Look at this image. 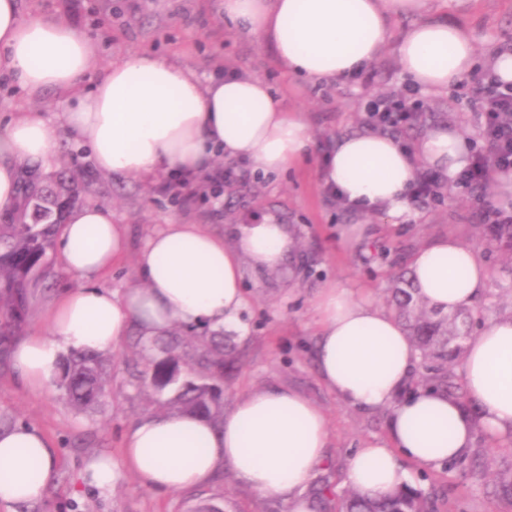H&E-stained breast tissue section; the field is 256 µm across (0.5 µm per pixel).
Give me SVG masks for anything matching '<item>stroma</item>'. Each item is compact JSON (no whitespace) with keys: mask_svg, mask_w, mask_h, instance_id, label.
<instances>
[{"mask_svg":"<svg viewBox=\"0 0 512 512\" xmlns=\"http://www.w3.org/2000/svg\"><path fill=\"white\" fill-rule=\"evenodd\" d=\"M215 0H20L23 17L43 14L70 22L90 37L100 66L148 51L193 69L201 80L228 71L259 76L280 95L288 111L305 119L310 147L305 156L279 173L258 176L246 163L233 161L238 177L230 185L197 197H176L163 190L170 177L149 180L98 171L73 145L61 123L69 102L51 91L29 96L10 76L0 74V115L26 110L43 119L56 136V163L74 170L88 185L87 201L107 207L112 220L126 229L128 249L112 270L92 277V285L123 292L135 281V260L149 238L178 220L200 224L219 235L250 217L274 216L286 224L295 249L280 269L244 270L246 307L238 330L244 347L237 378L224 391L225 407L247 392L284 385L319 405L329 430L328 460L323 471L337 495L347 487L343 470L351 455L372 438L384 437L386 411H365L343 404L321 380L315 363L317 327L312 308L322 288L338 285L369 292L375 307L386 308L390 263L411 258L420 247L451 235L479 248L492 271L479 303L483 317L512 313V257L484 244L483 198L443 179L437 200L413 205L410 217L393 223L385 213L361 215L331 202L320 176L324 154L344 135L367 131L363 112L369 97L400 93L407 79L395 51L394 37L411 23L395 19L391 34L370 68L372 84L346 79L312 85L285 74L270 46L225 22ZM448 19L468 28L478 54L488 44L512 48V0H432ZM470 81L444 94L422 92L426 121L405 128L399 143L414 146L429 123L457 126L469 140L479 137L480 119L468 102ZM358 224L372 228L370 239L344 247L340 232ZM49 259L54 278L30 290L26 333L45 331L47 314L65 288L79 284L61 266L57 250ZM105 395L100 405L74 408L66 399L61 377L48 391H29L15 367L0 368V422L26 424L41 431L56 454V472L45 499L28 512H194L200 499H214L224 512H288L274 497L260 498L243 488L231 471L210 484L176 493L144 489L136 477L120 470L111 494H101L81 478L90 458H122L127 427L145 415L159 414L149 389L131 383L130 367L139 357L130 340L104 352ZM512 472V443L476 431L469 456L443 469L410 470V486L436 491L437 512H512V499L494 493V482Z\"/></svg>","mask_w":512,"mask_h":512,"instance_id":"obj_1","label":"stroma"}]
</instances>
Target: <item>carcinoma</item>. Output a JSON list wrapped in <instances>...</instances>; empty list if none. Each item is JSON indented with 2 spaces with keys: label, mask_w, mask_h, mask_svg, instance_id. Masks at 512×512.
Wrapping results in <instances>:
<instances>
[{
  "label": "carcinoma",
  "mask_w": 512,
  "mask_h": 512,
  "mask_svg": "<svg viewBox=\"0 0 512 512\" xmlns=\"http://www.w3.org/2000/svg\"><path fill=\"white\" fill-rule=\"evenodd\" d=\"M85 192V185L65 175L44 184L25 185L21 209L0 223V314L19 313L16 320L0 321L1 365L10 358L14 338L23 332L29 288L52 274L48 251L69 209L82 202ZM511 241L512 224L485 226V243L502 247ZM392 291L396 317L421 359L418 384L433 385L465 400V385L450 368L463 358L473 313L468 309L446 313L432 307L403 270L393 276ZM226 340L222 331L198 333L192 327L152 341L139 336L136 347L149 358L146 368L135 377L161 398L162 405L219 423L224 417L223 402L214 398V392L224 391L235 370V358ZM64 387L77 409L100 402L105 395L100 355L92 351L72 353L66 360ZM332 495L328 484H316L311 492L315 512H329ZM428 508V498L408 485L382 500L367 499L352 488L336 512H428Z\"/></svg>",
  "instance_id": "1"
}]
</instances>
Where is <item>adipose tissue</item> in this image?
<instances>
[{"instance_id":"adipose-tissue-1","label":"adipose tissue","mask_w":512,"mask_h":512,"mask_svg":"<svg viewBox=\"0 0 512 512\" xmlns=\"http://www.w3.org/2000/svg\"><path fill=\"white\" fill-rule=\"evenodd\" d=\"M217 6L225 20L268 42L289 74L314 84L364 70L383 50L392 19L403 15L416 18L396 44L411 83L444 93L475 67L472 34L430 14L427 0H218ZM1 71L29 92L66 95L64 124L105 174L200 177L220 154L270 174L286 170L310 144L301 114L288 112L260 77L204 83L147 52L102 69L86 36L63 20L22 18L18 0H0ZM468 146L459 130L443 124L425 131L414 153L384 134H349L328 156L325 181L362 214L404 220L418 162L452 178L465 167ZM55 148L53 131L30 113L0 119V213L17 210L28 167L52 169ZM294 247L287 225L272 218L236 225L228 242L200 225L171 222L138 254V284L120 294L84 282L73 287L50 312L45 334L15 343L13 362L27 386L41 391L62 354L110 350L134 327L155 339L177 326H238L244 266L276 269ZM57 249L63 267L84 279L124 256L125 232L101 206L79 205L62 225ZM410 267L422 294L444 311L474 308L491 279L479 250L452 237L420 248ZM315 316V361L327 388L345 405L388 413L387 439L356 450L346 485L382 496L407 484L410 467L463 458L476 430L512 440V316L490 319L466 344L461 373L472 410L431 388L408 390L416 360L403 326L352 289H323ZM327 445L321 408L293 388L275 386L240 398L218 426L191 414L144 416L125 435L121 463L93 459L84 479L108 494L123 468L147 490L176 492L206 486L228 469L245 489L284 501L288 512H312L307 488ZM54 475L55 451L42 432L23 424L0 432V512L40 504Z\"/></svg>"}]
</instances>
